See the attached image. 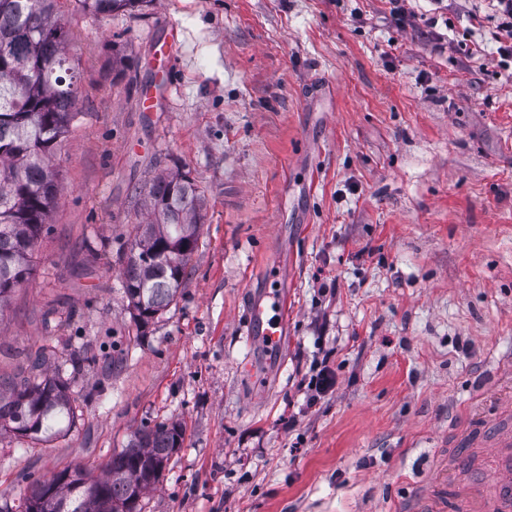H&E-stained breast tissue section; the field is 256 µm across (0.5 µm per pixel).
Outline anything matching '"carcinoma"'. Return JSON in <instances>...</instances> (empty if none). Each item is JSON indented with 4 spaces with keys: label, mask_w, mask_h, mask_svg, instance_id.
Segmentation results:
<instances>
[{
    "label": "carcinoma",
    "mask_w": 512,
    "mask_h": 512,
    "mask_svg": "<svg viewBox=\"0 0 512 512\" xmlns=\"http://www.w3.org/2000/svg\"><path fill=\"white\" fill-rule=\"evenodd\" d=\"M149 0H78L92 14L134 10ZM66 32L56 0H0V316L32 275L31 256L58 203L52 163L76 116L75 76L65 56ZM204 195L189 174L170 172L150 183L149 220L135 226L122 286L137 322L146 325L182 287L197 241ZM45 351L29 376L0 382V428L46 441L73 421L68 382L49 376ZM183 443L177 424L143 426L94 477L81 466L35 483L17 510L0 512H137L144 493Z\"/></svg>",
    "instance_id": "1"
}]
</instances>
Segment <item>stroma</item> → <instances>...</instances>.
Wrapping results in <instances>:
<instances>
[{"label":"stroma","instance_id":"1","mask_svg":"<svg viewBox=\"0 0 512 512\" xmlns=\"http://www.w3.org/2000/svg\"><path fill=\"white\" fill-rule=\"evenodd\" d=\"M445 3L432 37L389 0H58L79 112L0 316V381L46 349L75 418L46 442L0 429L1 498L101 475L158 422L184 443L141 512H405L453 470L454 428L512 371V63L488 0ZM164 169L197 182L204 219L141 326L120 272ZM273 268L288 322L268 363L240 321ZM325 357L336 385L312 402ZM151 0H78L80 7L96 15H110L118 11L135 10Z\"/></svg>","mask_w":512,"mask_h":512}]
</instances>
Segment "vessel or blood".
I'll use <instances>...</instances> for the list:
<instances>
[{
    "label": "vessel or blood",
    "mask_w": 512,
    "mask_h": 512,
    "mask_svg": "<svg viewBox=\"0 0 512 512\" xmlns=\"http://www.w3.org/2000/svg\"><path fill=\"white\" fill-rule=\"evenodd\" d=\"M287 301L277 288H264L244 319L247 336L268 356H282L286 348ZM500 464L479 485L459 480L455 501L443 495L446 473L434 474L414 495L408 512H512V433L496 434L488 450Z\"/></svg>",
    "instance_id": "1"
}]
</instances>
